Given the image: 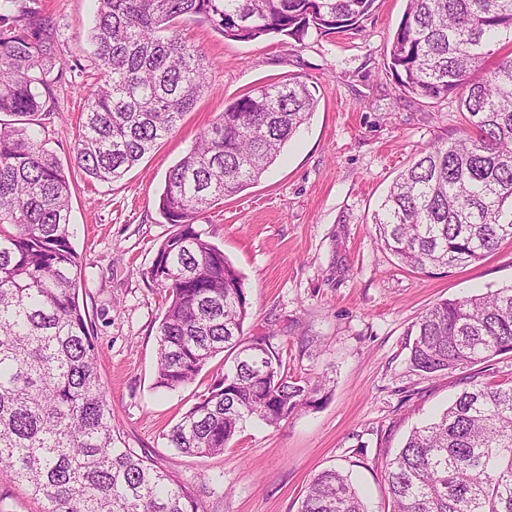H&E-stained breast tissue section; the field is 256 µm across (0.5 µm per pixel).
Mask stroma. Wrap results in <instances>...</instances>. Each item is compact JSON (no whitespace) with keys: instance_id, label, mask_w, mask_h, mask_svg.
<instances>
[{"instance_id":"35a3bbf8","label":"stroma","mask_w":512,"mask_h":512,"mask_svg":"<svg viewBox=\"0 0 512 512\" xmlns=\"http://www.w3.org/2000/svg\"><path fill=\"white\" fill-rule=\"evenodd\" d=\"M60 22L64 66L89 67L94 0H42ZM406 0H376L360 31L302 43L282 36L224 39L201 19L180 23L201 49L211 91L120 180L99 183L73 171L70 240L79 262V301L92 331L118 447L131 448L192 482L199 512H298L314 475L351 473L369 512L387 508L384 464L409 431L445 409L473 373L425 375L409 363L414 322L427 308L512 286V242L484 260L427 273L385 250L373 215L392 180L436 143L463 136L455 99L424 104L386 71L391 36ZM292 78L313 85L311 119L254 184L196 221L243 278L251 301L245 339L275 332L291 373L321 385L320 405L279 426L250 419L216 456L169 447L165 435L212 376L232 365L221 353L197 383L155 387L160 288L141 277L169 237L157 209L168 170L226 104L259 85ZM79 80L54 85L60 113L46 146L71 168L85 98ZM10 470L0 471V512H49Z\"/></svg>"}]
</instances>
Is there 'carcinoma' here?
Masks as SVG:
<instances>
[{
    "label": "carcinoma",
    "instance_id": "carcinoma-1",
    "mask_svg": "<svg viewBox=\"0 0 512 512\" xmlns=\"http://www.w3.org/2000/svg\"><path fill=\"white\" fill-rule=\"evenodd\" d=\"M376 0H97L94 82L85 86L74 164L120 180L208 89L205 56L178 31L199 17L239 42H301L359 29ZM62 33L41 0H0V468L50 512H198L194 488L116 446L112 407L79 303L70 241L72 185L36 139L56 112ZM387 67L404 92L457 98L465 137L433 144L392 182L373 216L383 246L413 270L474 262L512 239V0H407ZM318 106L297 80L224 107L172 166L158 209L176 231L143 278L161 286L155 388L195 382L222 352L230 369L196 394L169 432L183 454L224 452L254 417L277 425L319 404L270 337L249 342L251 302L200 214L257 181ZM409 361L433 374L512 353V287L444 300L413 325ZM391 512H512V382L476 373L386 461ZM299 512H367L350 476L313 478Z\"/></svg>",
    "mask_w": 512,
    "mask_h": 512
}]
</instances>
